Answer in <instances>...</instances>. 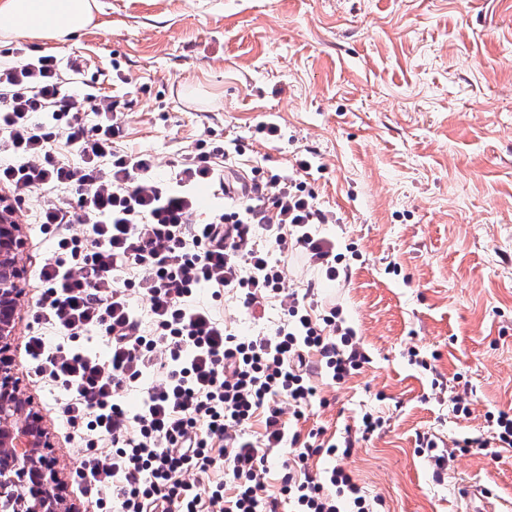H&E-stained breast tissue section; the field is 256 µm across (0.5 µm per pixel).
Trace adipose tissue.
Masks as SVG:
<instances>
[{
  "label": "adipose tissue",
  "mask_w": 512,
  "mask_h": 512,
  "mask_svg": "<svg viewBox=\"0 0 512 512\" xmlns=\"http://www.w3.org/2000/svg\"><path fill=\"white\" fill-rule=\"evenodd\" d=\"M96 9V0H0V37L62 41L86 29Z\"/></svg>",
  "instance_id": "1"
}]
</instances>
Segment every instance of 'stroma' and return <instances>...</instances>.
<instances>
[{
	"label": "stroma",
	"instance_id": "1",
	"mask_svg": "<svg viewBox=\"0 0 512 512\" xmlns=\"http://www.w3.org/2000/svg\"><path fill=\"white\" fill-rule=\"evenodd\" d=\"M20 41L83 56V81L128 104L124 148L151 153L160 175L199 138L240 142L236 181L312 159L308 186L337 218L313 230L335 239L348 276L320 279L294 256L286 287L315 281L370 361L323 386L301 431L338 438L382 415L342 465L384 512H466L460 488L475 483L512 502V449L456 453L438 477L416 443L476 436L512 411V0H98L85 31ZM268 122L280 132L264 139ZM32 329L17 325L16 372L81 507L86 453L24 352ZM459 392L468 413L452 409Z\"/></svg>",
	"mask_w": 512,
	"mask_h": 512
}]
</instances>
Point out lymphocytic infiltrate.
<instances>
[{
	"label": "lymphocytic infiltrate",
	"instance_id": "lymphocytic-infiltrate-1",
	"mask_svg": "<svg viewBox=\"0 0 512 512\" xmlns=\"http://www.w3.org/2000/svg\"><path fill=\"white\" fill-rule=\"evenodd\" d=\"M6 54L0 188L18 208L41 194L30 214L41 228L84 226L82 234L59 237L54 258L39 270L43 291L33 319L45 330L30 337L26 352L65 391L63 428L97 437L83 487L92 512H376L379 499L341 464L353 452L352 435L336 441L320 429L292 427L319 400V383H343L369 361L340 306L321 312L313 289L284 291L294 250L327 280L340 277L335 243L310 231L334 216L303 181L273 175L242 190L222 181L214 162L230 150L204 139L174 181L160 180L150 154L117 146L121 101L72 88L82 56L64 63L23 46ZM88 110L95 115L89 126L77 120ZM70 148L80 166L71 165ZM214 181L227 203L196 221L194 188ZM206 288L216 298L230 293L251 316L279 299L283 316L270 329L238 336L205 304ZM136 296L149 303L139 315ZM93 333L105 337L108 361L65 344ZM128 388L144 394L133 415L120 403ZM257 421L258 437L251 432ZM218 442L228 482L187 481V473H208ZM511 447L507 411L486 434L450 450L418 438L438 472L454 451ZM282 448L280 487L270 494L269 459ZM323 455L334 465L312 471L311 460Z\"/></svg>",
	"mask_w": 512,
	"mask_h": 512
}]
</instances>
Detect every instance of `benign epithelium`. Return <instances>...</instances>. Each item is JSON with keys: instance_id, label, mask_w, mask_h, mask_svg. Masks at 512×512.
Segmentation results:
<instances>
[{"instance_id": "obj_1", "label": "benign epithelium", "mask_w": 512, "mask_h": 512, "mask_svg": "<svg viewBox=\"0 0 512 512\" xmlns=\"http://www.w3.org/2000/svg\"><path fill=\"white\" fill-rule=\"evenodd\" d=\"M25 238L12 210L0 211V512H76L51 456L52 434L14 376L11 354L26 298Z\"/></svg>"}]
</instances>
